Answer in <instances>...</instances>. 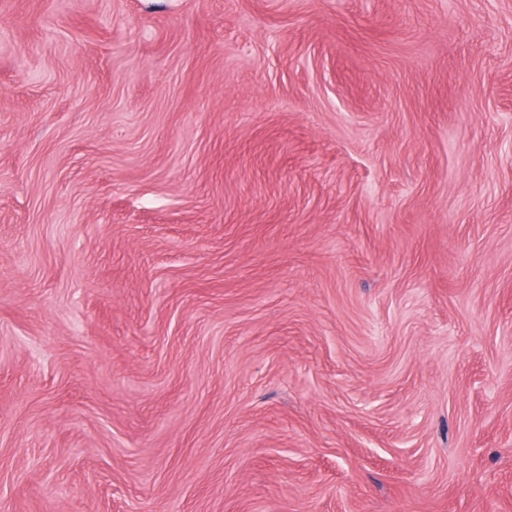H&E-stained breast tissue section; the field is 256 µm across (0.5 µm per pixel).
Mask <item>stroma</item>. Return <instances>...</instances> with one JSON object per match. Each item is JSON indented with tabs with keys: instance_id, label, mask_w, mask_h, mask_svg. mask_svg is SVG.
Instances as JSON below:
<instances>
[{
	"instance_id": "1",
	"label": "stroma",
	"mask_w": 512,
	"mask_h": 512,
	"mask_svg": "<svg viewBox=\"0 0 512 512\" xmlns=\"http://www.w3.org/2000/svg\"><path fill=\"white\" fill-rule=\"evenodd\" d=\"M0 512H512V0H0Z\"/></svg>"
}]
</instances>
